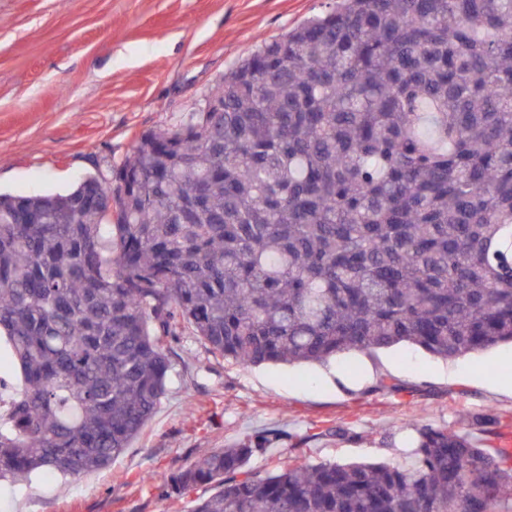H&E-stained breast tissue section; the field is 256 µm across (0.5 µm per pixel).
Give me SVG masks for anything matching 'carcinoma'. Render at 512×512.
Returning <instances> with one entry per match:
<instances>
[{"instance_id":"carcinoma-1","label":"carcinoma","mask_w":512,"mask_h":512,"mask_svg":"<svg viewBox=\"0 0 512 512\" xmlns=\"http://www.w3.org/2000/svg\"><path fill=\"white\" fill-rule=\"evenodd\" d=\"M142 132L112 181L0 193V480L107 467L195 336L247 366L512 344V0H340ZM173 469L187 512H512V468L416 429L409 459Z\"/></svg>"}]
</instances>
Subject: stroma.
Here are the masks:
<instances>
[{"instance_id":"1","label":"stroma","mask_w":512,"mask_h":512,"mask_svg":"<svg viewBox=\"0 0 512 512\" xmlns=\"http://www.w3.org/2000/svg\"><path fill=\"white\" fill-rule=\"evenodd\" d=\"M336 0H0V192L62 193L110 177L144 131L196 113L246 53ZM168 392L106 470L0 484V512H186L160 490L170 470L278 431L256 469L296 460L409 456L417 427L494 447L512 430V346L452 360L399 345L324 364L243 366L195 338L174 347ZM393 379L385 390L381 379ZM500 424L487 430L482 415Z\"/></svg>"}]
</instances>
